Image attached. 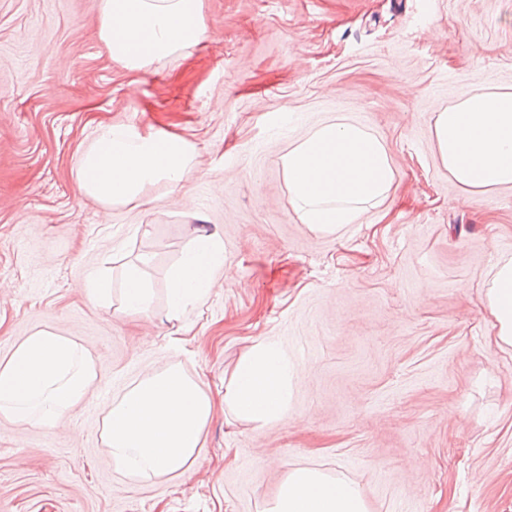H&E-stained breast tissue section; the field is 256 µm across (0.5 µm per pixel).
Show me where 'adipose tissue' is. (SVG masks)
Here are the masks:
<instances>
[{
  "label": "adipose tissue",
  "mask_w": 512,
  "mask_h": 512,
  "mask_svg": "<svg viewBox=\"0 0 512 512\" xmlns=\"http://www.w3.org/2000/svg\"><path fill=\"white\" fill-rule=\"evenodd\" d=\"M102 38L113 58L140 69L200 43L207 35L202 0H103ZM441 164L464 192L512 186V90L487 87L439 108L431 127ZM194 146L170 134L143 135L125 126L97 129L81 157L80 191L104 206L139 200L152 185L181 183ZM282 164L290 203L301 223L335 234L385 204L397 179L383 140L361 121L323 120L288 145ZM225 272L224 239L197 228L167 273L166 316L179 319ZM89 303L119 295L120 313L150 310L154 291L141 263L119 278L91 272ZM485 302L499 345L512 347V255H499L488 273ZM306 371L274 342L253 346L224 382V403L260 423L288 416L292 383ZM97 364L74 337L41 329L0 359V425L55 426L88 395ZM216 403L200 379L176 365L150 373L112 404L102 441L116 469L151 478L179 476L195 463ZM264 512H369L365 493L313 468L290 471Z\"/></svg>",
  "instance_id": "1"
}]
</instances>
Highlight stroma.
<instances>
[{"label": "stroma", "instance_id": "stroma-1", "mask_svg": "<svg viewBox=\"0 0 512 512\" xmlns=\"http://www.w3.org/2000/svg\"><path fill=\"white\" fill-rule=\"evenodd\" d=\"M202 6L205 40L132 69L102 40V0H0V358L53 329L100 365L55 428L0 426V512H262L298 466L346 478L370 512H512V348L483 304L512 253V188L464 193L430 134L439 107L512 87V0ZM339 112L384 140L398 184L321 235L292 210L281 157ZM108 124L182 136L193 170L105 210L77 172ZM202 224L227 276L167 320L166 272ZM142 255L150 313L88 303L90 270ZM262 341L308 368L289 419L227 409L183 475L115 469L102 421L128 388L177 363L222 397Z\"/></svg>", "mask_w": 512, "mask_h": 512}]
</instances>
